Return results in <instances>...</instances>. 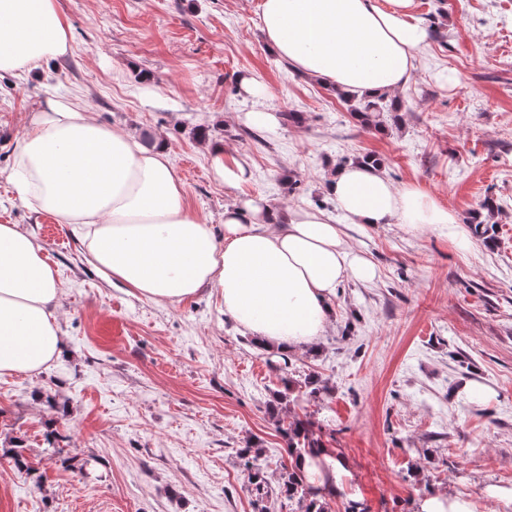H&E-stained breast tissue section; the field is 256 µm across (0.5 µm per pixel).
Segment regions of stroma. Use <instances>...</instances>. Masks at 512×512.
Returning a JSON list of instances; mask_svg holds the SVG:
<instances>
[{
	"label": "stroma",
	"mask_w": 512,
	"mask_h": 512,
	"mask_svg": "<svg viewBox=\"0 0 512 512\" xmlns=\"http://www.w3.org/2000/svg\"><path fill=\"white\" fill-rule=\"evenodd\" d=\"M259 3L58 0L70 53L23 79L0 74V224L30 229L57 268L64 336L40 374L0 378V512H301L278 494L295 419L346 467L328 512H417L434 492L497 512L484 489L512 488V0H414L426 40L397 94L402 108L368 126L270 52ZM244 71L267 98L240 95ZM50 99L167 137L186 205L216 225L243 194L335 214L329 178L367 154L458 223L485 198L498 209L465 251L429 228L347 225L376 276L347 279L323 336L285 356L239 329L211 293L160 305L112 284L70 225L17 199L15 153ZM257 108L300 120L246 126ZM215 142L251 170L241 189L213 174ZM51 444L60 456L47 455ZM251 456L268 482L261 500L249 489ZM90 457L88 475L78 464Z\"/></svg>",
	"instance_id": "stroma-1"
}]
</instances>
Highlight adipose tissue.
Returning <instances> with one entry per match:
<instances>
[{"label":"adipose tissue","instance_id":"ef3b65f1","mask_svg":"<svg viewBox=\"0 0 512 512\" xmlns=\"http://www.w3.org/2000/svg\"><path fill=\"white\" fill-rule=\"evenodd\" d=\"M413 0H261L270 49L290 68L336 91L389 95L404 87L425 41L410 22ZM71 48L57 0H0V72L24 76ZM11 181L19 200L72 225L94 268L156 303L216 291L228 314L259 342L294 353L322 336L347 278L373 279L343 223L435 228L459 247L471 232L418 185L392 184L380 165L338 168L328 190L336 216L280 212L260 195L224 206V230L183 200L167 139L143 143L81 107L48 101L20 142ZM60 281L32 233L0 224V377L35 374L64 345ZM296 465L338 494L345 474L332 458Z\"/></svg>","mask_w":512,"mask_h":512}]
</instances>
